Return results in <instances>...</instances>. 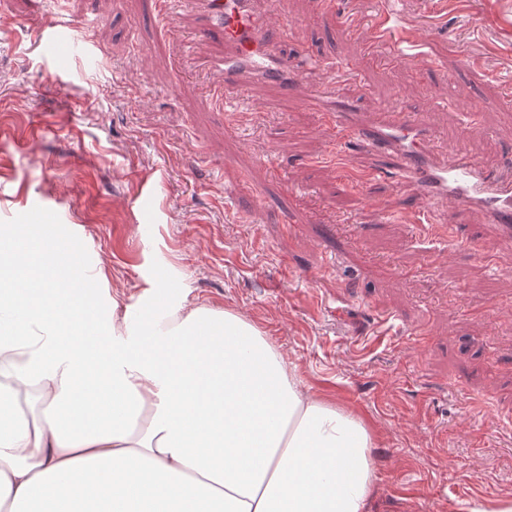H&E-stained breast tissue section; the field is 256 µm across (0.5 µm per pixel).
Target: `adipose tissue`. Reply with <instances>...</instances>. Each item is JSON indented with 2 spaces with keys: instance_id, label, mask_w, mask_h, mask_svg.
<instances>
[{
  "instance_id": "ef3b65f1",
  "label": "adipose tissue",
  "mask_w": 512,
  "mask_h": 512,
  "mask_svg": "<svg viewBox=\"0 0 512 512\" xmlns=\"http://www.w3.org/2000/svg\"><path fill=\"white\" fill-rule=\"evenodd\" d=\"M82 233L0 225V512H368L360 419L239 314L128 303Z\"/></svg>"
}]
</instances>
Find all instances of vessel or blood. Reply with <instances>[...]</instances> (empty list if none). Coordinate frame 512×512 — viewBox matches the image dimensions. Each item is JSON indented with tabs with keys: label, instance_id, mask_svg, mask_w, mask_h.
<instances>
[{
	"label": "vessel or blood",
	"instance_id": "b4317fda",
	"mask_svg": "<svg viewBox=\"0 0 512 512\" xmlns=\"http://www.w3.org/2000/svg\"><path fill=\"white\" fill-rule=\"evenodd\" d=\"M275 11L276 0H267L261 11L254 0H198L197 41L217 36L224 42V57L218 64L223 87L215 97L216 111L252 109L259 88L277 82L290 91L299 82L310 81L321 68V60L304 46L283 52L287 30L276 21ZM335 14L337 23L350 33H364L368 51L383 48L391 57L403 58L388 12L377 13L368 23L354 11ZM95 26V21L84 22L79 37L74 26L50 19L38 24V41L50 55L77 47L90 51ZM351 78V67L338 66L334 81L312 83L300 101L302 108L322 113L330 126L348 132L373 174L395 175L403 191L419 200L452 212L479 213L484 224L512 240V169L488 168L461 147L444 151L421 113L399 104L363 111L357 98L345 91Z\"/></svg>",
	"mask_w": 512,
	"mask_h": 512
}]
</instances>
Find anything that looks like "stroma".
I'll return each instance as SVG.
<instances>
[{
  "label": "stroma",
  "instance_id": "1",
  "mask_svg": "<svg viewBox=\"0 0 512 512\" xmlns=\"http://www.w3.org/2000/svg\"><path fill=\"white\" fill-rule=\"evenodd\" d=\"M314 0H279L289 45L361 77L363 108L396 101L451 143L512 167V0H386L395 37L418 41L427 68L364 55ZM99 18L95 59L56 62L33 28L39 11ZM194 10L154 0H0V225L79 224L111 287L138 297L148 280L189 301L247 317L285 353L312 394L377 435L369 512H458L512 495V274L493 262L512 243L474 214L440 210L430 230L385 219L395 185L341 156L319 113L271 87L276 107L213 109V39L184 62ZM474 232L466 245L449 221ZM423 331V347L408 334ZM488 393L497 412L471 411Z\"/></svg>",
  "mask_w": 512,
  "mask_h": 512
}]
</instances>
